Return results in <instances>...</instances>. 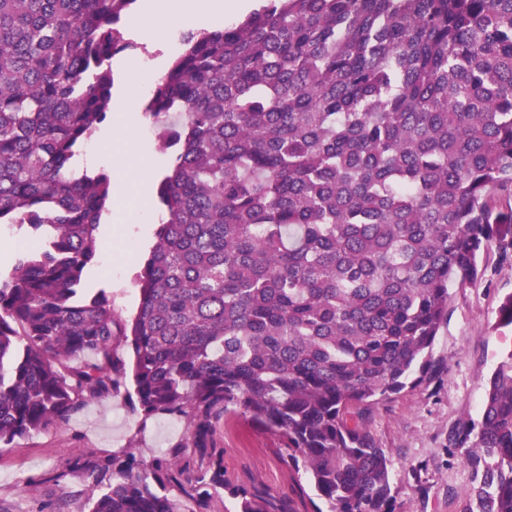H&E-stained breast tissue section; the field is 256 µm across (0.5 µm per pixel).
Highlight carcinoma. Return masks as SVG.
Here are the masks:
<instances>
[{
    "label": "carcinoma",
    "mask_w": 512,
    "mask_h": 512,
    "mask_svg": "<svg viewBox=\"0 0 512 512\" xmlns=\"http://www.w3.org/2000/svg\"><path fill=\"white\" fill-rule=\"evenodd\" d=\"M134 2L0 0V224L32 243L0 271V447L122 389L188 439L92 463L78 512H273L208 452L233 415L286 439L314 512H394L367 416L422 381L480 252L512 248V0H268L187 32L146 106L176 154L123 322L85 287L112 180L71 163L112 121ZM455 441L479 512H512V349Z\"/></svg>",
    "instance_id": "carcinoma-1"
}]
</instances>
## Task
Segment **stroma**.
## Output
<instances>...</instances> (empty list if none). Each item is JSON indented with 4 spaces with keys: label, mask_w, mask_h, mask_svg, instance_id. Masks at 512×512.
<instances>
[{
    "label": "stroma",
    "mask_w": 512,
    "mask_h": 512,
    "mask_svg": "<svg viewBox=\"0 0 512 512\" xmlns=\"http://www.w3.org/2000/svg\"><path fill=\"white\" fill-rule=\"evenodd\" d=\"M116 249H133L112 265V280L89 271L86 285L108 287L122 320L136 310L134 279L155 243L152 224H124ZM448 320L439 332L431 366L422 383L407 386L373 408L368 427L391 460L394 512H475L472 489L480 480L454 447L451 432L477 423L485 385L512 337L497 329L499 308L512 294V250L489 244L478 258V276L453 285ZM184 424L172 418L141 421L125 394L87 402L68 423L17 439L0 450V512H37L48 499L66 493L79 508L95 490L90 462L136 446L144 460L168 455L184 441ZM216 451L233 483L265 498L274 512H313L318 500L304 472L288 460L284 438L238 415L220 423Z\"/></svg>",
    "instance_id": "obj_1"
}]
</instances>
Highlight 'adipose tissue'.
<instances>
[{"instance_id":"ef3b65f1","label":"adipose tissue","mask_w":512,"mask_h":512,"mask_svg":"<svg viewBox=\"0 0 512 512\" xmlns=\"http://www.w3.org/2000/svg\"><path fill=\"white\" fill-rule=\"evenodd\" d=\"M250 6L251 0H144L128 15L126 24L145 42L165 45L173 27L192 26L213 16L234 17ZM122 71L124 78L112 101L113 149L117 156L113 164L112 194L120 217L134 211H151L150 188L157 175L152 167L127 166L120 158L136 149L140 100L158 72L141 57L124 60Z\"/></svg>"}]
</instances>
